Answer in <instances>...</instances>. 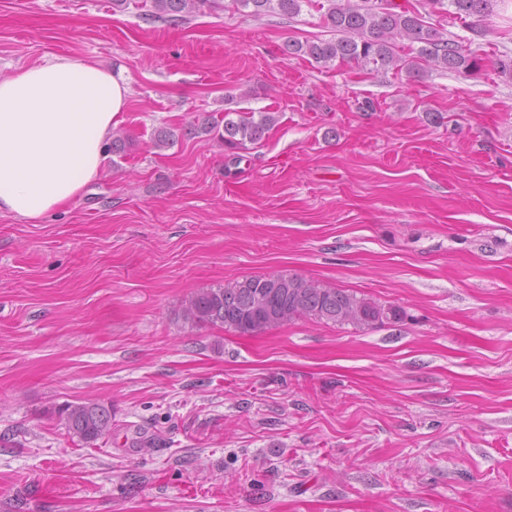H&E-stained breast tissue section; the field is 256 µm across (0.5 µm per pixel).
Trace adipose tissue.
<instances>
[{
	"label": "adipose tissue",
	"instance_id": "ef3b65f1",
	"mask_svg": "<svg viewBox=\"0 0 512 512\" xmlns=\"http://www.w3.org/2000/svg\"><path fill=\"white\" fill-rule=\"evenodd\" d=\"M128 103L126 77L90 60L0 75V211L36 219L78 197Z\"/></svg>",
	"mask_w": 512,
	"mask_h": 512
}]
</instances>
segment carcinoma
<instances>
[{"instance_id": "carcinoma-1", "label": "carcinoma", "mask_w": 512, "mask_h": 512, "mask_svg": "<svg viewBox=\"0 0 512 512\" xmlns=\"http://www.w3.org/2000/svg\"><path fill=\"white\" fill-rule=\"evenodd\" d=\"M155 13L181 20L206 0H151ZM306 0H232L239 11L253 16L268 12L293 17L299 15ZM430 12L437 11L458 19H471L470 29L478 31L479 22L492 11L494 0H428ZM325 25L336 38L320 42L290 39L284 51L307 55L318 64L336 60L359 65L407 69L416 75L424 67L474 72L482 59L470 47L453 36L429 25L418 10H410L391 0H326ZM408 49L401 55L399 50ZM269 112L255 113L244 108L224 109L223 123L207 121L200 131L214 133L227 151L245 150L256 144L274 125ZM267 279L281 281L279 288H261ZM403 311L385 306L357 292L307 280L292 273H272L246 277L227 285L203 288L184 308V318L194 325H211L241 334H253L298 319L350 325L368 330L402 321ZM69 436L93 445L112 432V408L92 401L68 402L53 412Z\"/></svg>"}]
</instances>
